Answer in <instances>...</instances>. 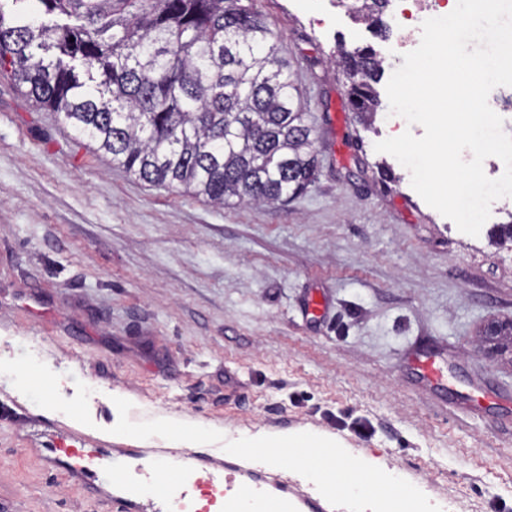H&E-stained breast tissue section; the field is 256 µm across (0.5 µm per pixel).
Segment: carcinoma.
I'll return each instance as SVG.
<instances>
[{
	"label": "carcinoma",
	"instance_id": "cac0c4a2",
	"mask_svg": "<svg viewBox=\"0 0 512 512\" xmlns=\"http://www.w3.org/2000/svg\"><path fill=\"white\" fill-rule=\"evenodd\" d=\"M0 0V74L139 179L218 206L286 202L318 178L283 37L242 0ZM388 0H351L380 36ZM372 46L338 49L347 106L381 108Z\"/></svg>",
	"mask_w": 512,
	"mask_h": 512
}]
</instances>
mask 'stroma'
<instances>
[{"mask_svg":"<svg viewBox=\"0 0 512 512\" xmlns=\"http://www.w3.org/2000/svg\"><path fill=\"white\" fill-rule=\"evenodd\" d=\"M283 35L314 127L316 182L288 203L214 207L137 179L0 75V499L12 512H123L39 448L168 447L112 434L168 419L226 439L308 431L443 512H512V246L408 187L346 107L337 43L372 41L296 0H255ZM445 391L421 387L416 357Z\"/></svg>","mask_w":512,"mask_h":512,"instance_id":"stroma-1","label":"stroma"}]
</instances>
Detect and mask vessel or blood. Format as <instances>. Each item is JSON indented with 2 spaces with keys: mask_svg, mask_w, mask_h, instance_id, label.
<instances>
[{
  "mask_svg": "<svg viewBox=\"0 0 512 512\" xmlns=\"http://www.w3.org/2000/svg\"><path fill=\"white\" fill-rule=\"evenodd\" d=\"M64 469L82 478L99 475L111 486L124 512H144L143 494L131 482L136 471L144 474L146 495L154 503L162 507L176 504L182 512H244L250 505L256 512H324L319 499L303 494L287 497L277 484L238 466L209 473L205 492L193 496L188 484L204 466L185 451L155 461L142 450L114 453L105 448H84L70 454Z\"/></svg>",
  "mask_w": 512,
  "mask_h": 512,
  "instance_id": "obj_1",
  "label": "vessel or blood"
}]
</instances>
